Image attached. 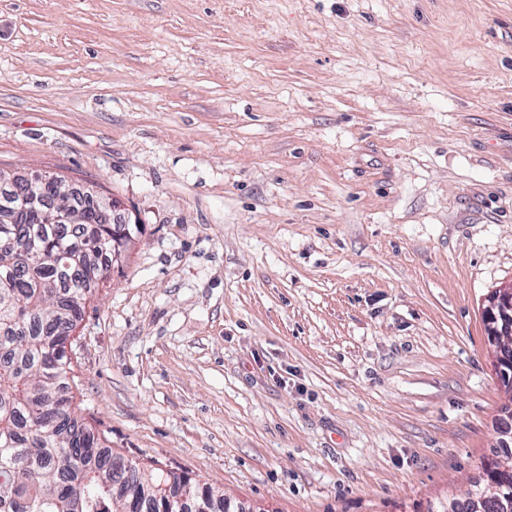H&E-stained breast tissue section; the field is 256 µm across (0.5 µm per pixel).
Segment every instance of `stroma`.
Returning a JSON list of instances; mask_svg holds the SVG:
<instances>
[{"instance_id":"stroma-1","label":"stroma","mask_w":512,"mask_h":512,"mask_svg":"<svg viewBox=\"0 0 512 512\" xmlns=\"http://www.w3.org/2000/svg\"><path fill=\"white\" fill-rule=\"evenodd\" d=\"M0 170L141 232L78 413L235 512H429L512 401V0H0ZM485 316L491 323L489 339L502 342L512 338V285L496 290L485 300Z\"/></svg>"}]
</instances>
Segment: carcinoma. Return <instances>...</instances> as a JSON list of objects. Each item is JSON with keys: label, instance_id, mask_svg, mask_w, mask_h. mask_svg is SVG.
Returning <instances> with one entry per match:
<instances>
[{"label": "carcinoma", "instance_id": "obj_1", "mask_svg": "<svg viewBox=\"0 0 512 512\" xmlns=\"http://www.w3.org/2000/svg\"><path fill=\"white\" fill-rule=\"evenodd\" d=\"M42 211L0 209V512H224V493L112 452L78 416L67 345L84 308L125 257L136 224L105 223L99 194L43 189ZM60 201L70 224L48 223ZM502 448L481 461L484 512L512 497Z\"/></svg>", "mask_w": 512, "mask_h": 512}]
</instances>
